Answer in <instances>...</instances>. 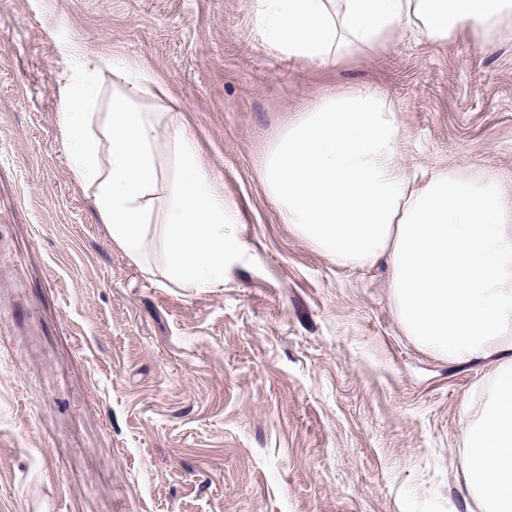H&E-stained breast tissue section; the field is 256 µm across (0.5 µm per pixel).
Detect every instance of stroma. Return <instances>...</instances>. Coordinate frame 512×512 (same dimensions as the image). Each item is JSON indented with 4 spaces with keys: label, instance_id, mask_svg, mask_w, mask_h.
Listing matches in <instances>:
<instances>
[{
    "label": "stroma",
    "instance_id": "35a3bbf8",
    "mask_svg": "<svg viewBox=\"0 0 512 512\" xmlns=\"http://www.w3.org/2000/svg\"><path fill=\"white\" fill-rule=\"evenodd\" d=\"M83 54L107 111L121 67L163 91L243 252L224 285L169 281L162 188L141 262L71 175L59 90ZM391 104L402 162L512 185V16L322 65L274 50L255 0H0V506L12 512H481L461 431L492 368L403 332L390 268H347L285 224L259 165L312 102Z\"/></svg>",
    "mask_w": 512,
    "mask_h": 512
}]
</instances>
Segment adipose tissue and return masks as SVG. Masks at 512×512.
I'll list each match as a JSON object with an SVG mask.
<instances>
[{"label": "adipose tissue", "instance_id": "obj_1", "mask_svg": "<svg viewBox=\"0 0 512 512\" xmlns=\"http://www.w3.org/2000/svg\"><path fill=\"white\" fill-rule=\"evenodd\" d=\"M262 32L278 52L325 63L379 46L410 29L443 42L487 31L512 0H256ZM82 82L61 87L57 112L70 170L93 193L113 243L141 261L161 179L159 138L179 161L164 212L170 279L195 288L224 283V261L245 244L224 191L172 112L140 105L155 78L135 63L93 113L96 86L83 55ZM390 104L372 94L318 100L289 122L260 163L285 223L344 267L387 263L390 297L422 350L466 363L491 361L481 415L462 430L452 466L470 480L483 512H512V190L485 170L438 172L416 183L401 163Z\"/></svg>", "mask_w": 512, "mask_h": 512}]
</instances>
